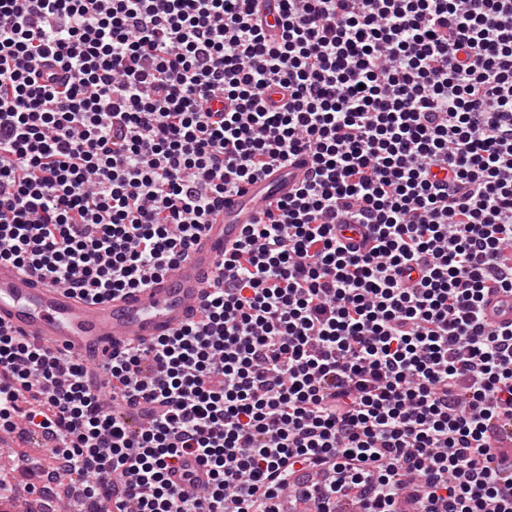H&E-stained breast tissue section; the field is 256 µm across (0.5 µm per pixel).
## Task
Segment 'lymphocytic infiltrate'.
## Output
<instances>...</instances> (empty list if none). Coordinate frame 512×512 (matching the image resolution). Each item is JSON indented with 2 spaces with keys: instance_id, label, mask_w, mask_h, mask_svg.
Returning <instances> with one entry per match:
<instances>
[{
  "instance_id": "f902f5d3",
  "label": "lymphocytic infiltrate",
  "mask_w": 512,
  "mask_h": 512,
  "mask_svg": "<svg viewBox=\"0 0 512 512\" xmlns=\"http://www.w3.org/2000/svg\"><path fill=\"white\" fill-rule=\"evenodd\" d=\"M255 2L0 0V261L103 302L311 161L105 393L0 329V432H48L85 512H512V0H280L276 36ZM171 483L186 489H203L209 483L207 468L193 455L184 456L180 468L169 473Z\"/></svg>"
}]
</instances>
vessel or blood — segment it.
Segmentation results:
<instances>
[{"mask_svg":"<svg viewBox=\"0 0 512 512\" xmlns=\"http://www.w3.org/2000/svg\"><path fill=\"white\" fill-rule=\"evenodd\" d=\"M308 169L309 159L301 154L289 167L271 170L242 192L225 196L217 223L205 226L184 262L148 288L109 301L81 299L0 262V327L67 350L90 369L129 340L149 342L171 334L197 318L224 252L243 226L256 222L267 204L286 198ZM169 479L186 489H202L209 474L195 456L187 455Z\"/></svg>","mask_w":512,"mask_h":512,"instance_id":"obj_1","label":"vessel or blood"}]
</instances>
